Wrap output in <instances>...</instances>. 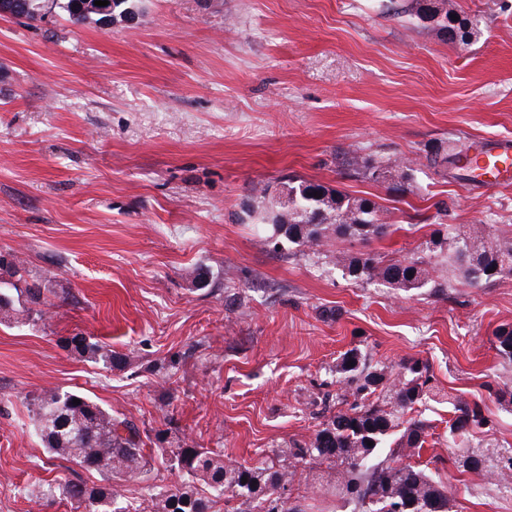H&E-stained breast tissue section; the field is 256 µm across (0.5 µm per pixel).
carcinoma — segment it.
<instances>
[{"instance_id":"carcinoma-1","label":"carcinoma","mask_w":512,"mask_h":512,"mask_svg":"<svg viewBox=\"0 0 512 512\" xmlns=\"http://www.w3.org/2000/svg\"><path fill=\"white\" fill-rule=\"evenodd\" d=\"M144 0H109L106 16L119 20L126 14H140ZM390 16H414L429 21L442 35L450 29L451 11L428 13L423 0H388ZM57 6L77 24L82 10L99 23L104 15L90 10L94 0H59ZM469 146L454 144L451 153L430 157L434 165L449 164L458 171L456 178L475 180V170L461 165L468 158ZM346 164L352 175L372 182H389L388 190L399 191L391 181L395 163L378 161L355 153ZM287 205L277 209L265 204L269 186H255L258 200L252 209L237 213L241 224L267 226L277 251L285 245L298 248L303 255L324 257L343 267L354 281H376L403 292L432 288L443 293L452 278L463 276L477 286L512 278V236H491L486 224H473L462 230L450 224L433 231L432 238L419 253L387 260L373 251L349 257L329 250L331 242L353 239L365 244L387 233V225L377 219L379 206L367 198H354L321 184L286 176L281 181ZM448 271L436 280L432 272ZM25 262L13 252L0 253V311L27 304L35 312L33 322L45 319L54 306L56 291L51 278L27 283ZM492 343L500 357L512 362V324H502ZM63 349L106 368L122 369L125 355L94 336L76 334L62 340ZM354 366H348V363ZM336 386L331 392L328 386ZM503 408H512V387L484 384ZM434 374L430 362L404 358L395 365L376 361L368 353L353 348L336 363V379L318 385L316 400L322 406V421L312 438L291 442L278 449L270 460L254 464L227 466L221 455L207 448H165L177 467L202 480L224 499H240L255 505L259 512H299L288 498V485L295 480L301 464L328 463L338 469L336 496L351 504L352 512H451L447 487L428 466L411 462L420 455L433 426L414 416L416 407L434 395ZM81 400L78 405L73 399ZM35 433L52 455L75 462L99 476L92 485L82 480L41 485L43 499H61L74 512H126L112 480L123 475L138 477L151 469V456L141 448L140 429L126 418L114 416L79 390H43L29 399ZM448 447L453 449L452 464L467 471V459L479 455L471 442L475 435H487L495 422L476 400L448 395ZM247 482H242V479ZM211 501L189 487L170 490L155 502V512H210Z\"/></svg>"}]
</instances>
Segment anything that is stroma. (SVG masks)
<instances>
[{
  "label": "stroma",
  "mask_w": 512,
  "mask_h": 512,
  "mask_svg": "<svg viewBox=\"0 0 512 512\" xmlns=\"http://www.w3.org/2000/svg\"><path fill=\"white\" fill-rule=\"evenodd\" d=\"M453 4L480 21L468 42L386 16L380 0H145L137 23L111 26L57 7L0 17V251L53 276L58 295L46 323L0 317V512H71L38 486L96 480L43 448L29 395L83 391L234 466L308 440L314 386L354 347L389 365L429 360L440 386L497 420L486 465L512 448V411L485 388L512 386L491 344L512 323V279L399 292L280 256L235 219L253 186L292 174L378 203L388 235L339 243L351 254L410 256L438 224L511 230L512 186L428 162L460 137H512V0ZM355 151L408 166V190L345 174ZM78 333L127 367L69 354L61 341ZM425 416L435 439L421 459L452 512H512V474L459 472L447 405ZM186 480L163 463L115 489L130 512H153ZM288 494L302 512H345L302 477Z\"/></svg>",
  "instance_id": "35a3bbf8"
}]
</instances>
